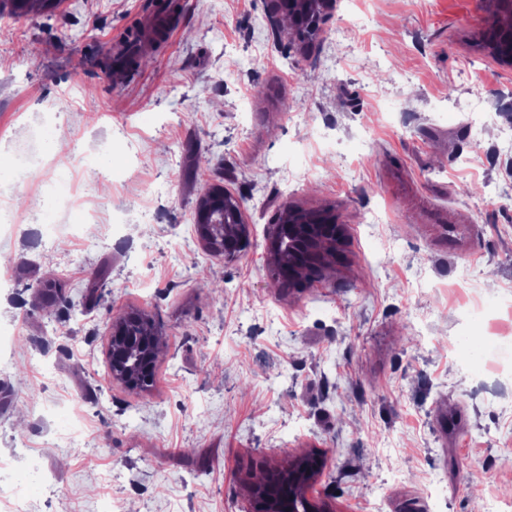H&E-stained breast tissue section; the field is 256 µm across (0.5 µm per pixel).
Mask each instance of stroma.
Instances as JSON below:
<instances>
[{
	"instance_id": "35a3bbf8",
	"label": "stroma",
	"mask_w": 512,
	"mask_h": 512,
	"mask_svg": "<svg viewBox=\"0 0 512 512\" xmlns=\"http://www.w3.org/2000/svg\"><path fill=\"white\" fill-rule=\"evenodd\" d=\"M493 9L337 0L308 46L268 0L0 24V458L40 512H247L251 482L311 451L334 512L512 500V376L464 343L512 321ZM132 25L148 65L128 75L110 64ZM215 185L249 224L233 258L194 224ZM286 207L344 227L304 289L271 276ZM130 311L161 337L143 392L109 375Z\"/></svg>"
}]
</instances>
